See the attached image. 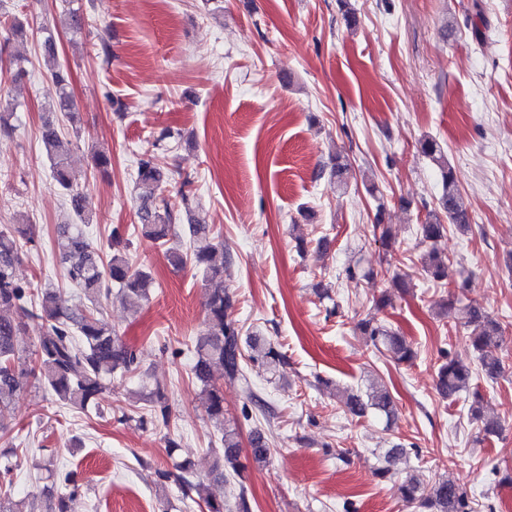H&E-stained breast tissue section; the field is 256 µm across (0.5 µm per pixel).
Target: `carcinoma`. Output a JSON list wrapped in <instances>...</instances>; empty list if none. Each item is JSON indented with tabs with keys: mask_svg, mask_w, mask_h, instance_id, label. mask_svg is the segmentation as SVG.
Instances as JSON below:
<instances>
[{
	"mask_svg": "<svg viewBox=\"0 0 512 512\" xmlns=\"http://www.w3.org/2000/svg\"><path fill=\"white\" fill-rule=\"evenodd\" d=\"M56 25L45 20L37 27L42 36V51L50 60L55 59L54 33ZM52 93L49 98V116L44 120L41 141L50 163L51 174L56 184L66 192L69 208L77 223L65 224L58 230L57 247L62 259L69 264L68 276L81 289L88 305L71 308L64 294L54 288H43L34 292L31 284L15 278L14 263L23 247L34 242L26 224H6L0 227V436L11 430L9 408L15 395L21 390L20 375L29 373L40 380L57 400L83 412L98 409V397L108 388L116 373L122 375L137 371L136 355L112 333L108 324L100 318L102 299L117 286L129 308L136 312L148 300L150 276L135 268L118 229L112 230L108 248L109 258L103 259L99 250L85 237L82 225L87 223L84 194L67 161V143L59 133L52 113L69 115L74 110V101L68 90L67 77L63 70L51 73ZM15 105L0 98V134L9 136L15 130L11 123ZM158 142L151 143L140 155L137 166V184L146 188L141 196L137 212L141 234L165 247L167 260L176 268L186 264L188 254L171 243L172 225L186 220L190 239L198 244L194 252L197 265L203 267L207 286L205 330L196 340V360L193 374L202 384L206 396V412L222 431L223 461L216 463L215 471L224 477V469L239 475L243 471L239 463V434L234 428L224 426V395L215 378L221 371L223 380L229 383L248 384L246 362L260 363L270 370L282 362V354L271 344L256 340L242 348L238 324L229 319L227 311L233 306V294L224 287V271L228 261L224 250L210 242L208 224L195 216L193 180L184 178L176 193V201L164 195L166 176L158 167L155 149ZM420 153L433 161L440 171L442 192L435 207L419 225L420 241L427 244L421 262L423 271L432 279L448 287L449 299L444 304L448 312L461 301L468 290V279L451 276L454 265L448 253L440 248V241L452 225L465 235L471 230L467 208L463 202L453 167L448 162L443 147L435 139L425 137L419 142ZM384 205L378 204L373 227L380 231L386 247H391V234L383 224ZM463 328L485 376L498 378L504 370L503 362L492 350L500 346L502 326L483 308L468 305L463 309ZM41 320V327L31 351L18 343L25 335L27 321ZM357 329L367 336L380 351L386 352L398 363H411L415 352L407 341L385 324L371 317L359 322ZM438 367L436 389L444 397H454L470 388L471 368L457 357L447 354ZM152 404L151 423L154 426L170 427L171 411L168 397L161 387L149 394ZM346 409L355 417L371 412L385 419L391 427L396 407L389 392L383 387H373L366 396L350 393L343 400ZM470 417L479 422L482 438L502 434L499 418L483 414L482 397L472 393L468 408ZM251 454L257 463L264 462L271 454L269 443L261 435L251 441ZM17 464L13 453H0V512H34V506L24 500H14L13 476ZM182 483L205 504L206 512H224V501L213 497L203 482L193 480L188 467H183ZM403 501L419 512H474V501L457 482L439 478L427 487L421 486L415 476L406 477L399 487ZM79 496L77 487L58 498L55 512H77Z\"/></svg>",
	"mask_w": 512,
	"mask_h": 512,
	"instance_id": "1",
	"label": "carcinoma"
}]
</instances>
